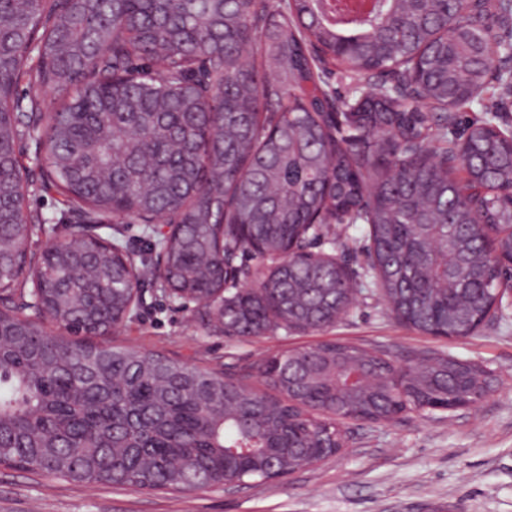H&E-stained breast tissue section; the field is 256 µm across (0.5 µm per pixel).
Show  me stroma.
<instances>
[{"label":"stroma","mask_w":512,"mask_h":512,"mask_svg":"<svg viewBox=\"0 0 512 512\" xmlns=\"http://www.w3.org/2000/svg\"><path fill=\"white\" fill-rule=\"evenodd\" d=\"M32 186L28 210L65 238L78 212L65 208L48 182L40 144L19 140ZM105 235L120 236L127 250L150 259L157 242L138 220H108ZM112 342L160 351L188 364L228 370L256 385L253 366L277 350L327 340L390 350L398 362L432 351L490 368V395L477 407L425 415L407 412L389 423L353 422L337 456L242 491L148 493L134 486L50 480L0 467V512H512V307L474 335L448 339L399 323L377 291L363 290L335 328L309 333L277 331L225 337L214 318L193 302L144 284L143 302L111 335Z\"/></svg>","instance_id":"obj_1"}]
</instances>
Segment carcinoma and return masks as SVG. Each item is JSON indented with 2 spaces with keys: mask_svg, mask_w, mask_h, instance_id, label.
<instances>
[{
  "mask_svg": "<svg viewBox=\"0 0 512 512\" xmlns=\"http://www.w3.org/2000/svg\"><path fill=\"white\" fill-rule=\"evenodd\" d=\"M342 2L0 0V295L29 297L0 305V466L221 490L334 454L338 406L381 422L458 395L431 380L448 355L403 367L383 349L327 341L262 359L261 391L114 345L107 337L138 298V266L87 227L20 266L38 231L15 152L24 81L56 100L38 121L67 206L91 222L174 225L158 240L162 283L224 330L334 326L354 302L353 274L305 247L337 224H365L363 277L395 318L470 335L499 274L463 190L470 178L485 189L481 221L498 232L494 248L511 252L512 198L500 190L512 187V126L492 111L461 141L448 123L512 90V70H490L512 34L488 38L460 0H370L364 13ZM330 65L353 82L339 116L323 79ZM402 71L417 73L423 106L392 104V86L375 80ZM245 255L258 265L235 266ZM353 366L374 385L338 393Z\"/></svg>",
  "mask_w": 512,
  "mask_h": 512,
  "instance_id": "1",
  "label": "carcinoma"
}]
</instances>
